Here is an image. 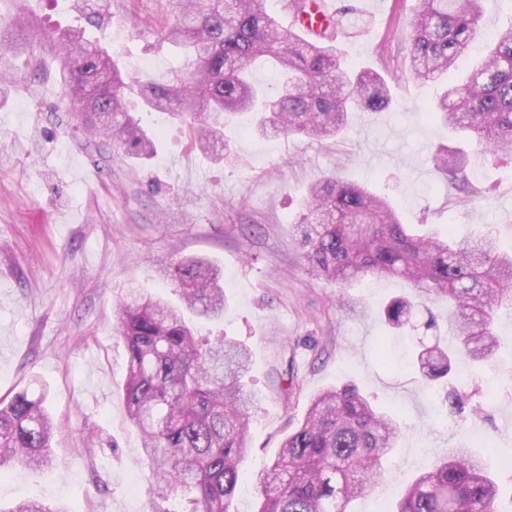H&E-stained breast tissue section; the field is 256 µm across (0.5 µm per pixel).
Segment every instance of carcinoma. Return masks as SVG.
<instances>
[{
	"mask_svg": "<svg viewBox=\"0 0 512 512\" xmlns=\"http://www.w3.org/2000/svg\"><path fill=\"white\" fill-rule=\"evenodd\" d=\"M482 2L419 0L403 57L390 58L381 71L360 73L335 44L350 4L308 41L279 25L267 0H178L179 16L161 34L183 50L186 69L164 83L123 75L99 41L82 29H64L58 36L68 74L63 96L71 100L67 122L104 135L131 161L151 158L154 140L129 107L134 82L147 109L172 120L193 119L201 147L230 163L234 153L223 141L219 119L245 116L262 137L336 138L350 127L352 113L390 106L389 76L439 87L427 114L487 153L511 159L512 22L495 34L465 83L447 81L458 58L484 37ZM265 56L281 70L272 96L250 77L251 63ZM431 162L442 179L466 190L464 155L438 149ZM299 226L298 245L313 277L349 286L368 276H392L412 288L411 296L392 300L381 312L390 327L413 325L419 298L448 303L456 348L448 349L430 318L424 328L435 334L421 345L415 363L427 383L448 381L449 413L463 423L481 417L492 397L478 379L456 378L454 367L460 359L479 365L494 359L500 345L496 314L512 310V254L497 250L492 233L463 241L450 231L416 233L387 199L337 176L309 186ZM167 277L183 306L139 288L118 301L128 351V416L141 436L152 493L180 498L183 512H230L248 452L249 410L258 402L246 383L252 353L224 336L200 338L189 324V314L224 317L217 266L186 257L171 264ZM45 399L44 391L23 390L6 403L0 400V469L53 462ZM400 433L398 417L377 409L356 386L322 390L265 467L258 512H350L381 476ZM499 497L483 456L462 442L419 474L392 512H499ZM9 512L65 510L26 500Z\"/></svg>",
	"mask_w": 512,
	"mask_h": 512,
	"instance_id": "1",
	"label": "carcinoma"
}]
</instances>
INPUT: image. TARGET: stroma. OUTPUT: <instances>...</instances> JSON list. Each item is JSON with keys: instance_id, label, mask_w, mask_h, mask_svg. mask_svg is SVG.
Here are the masks:
<instances>
[{"instance_id": "stroma-1", "label": "stroma", "mask_w": 512, "mask_h": 512, "mask_svg": "<svg viewBox=\"0 0 512 512\" xmlns=\"http://www.w3.org/2000/svg\"><path fill=\"white\" fill-rule=\"evenodd\" d=\"M349 2L371 22L338 45L354 68L379 69L418 0ZM99 3L94 12L86 0H0V46L8 50L0 67V398L40 379L57 426L52 464L9 467L0 477V512L23 498L66 512H181L180 499L148 491L140 435L127 416V351L114 307L135 285L177 300L163 270L185 256L217 265L229 299L223 320H198L199 335L235 338L253 352L246 381L260 401L233 512H255L261 468L312 396L347 382L404 419L379 483L356 512L391 507L421 460L487 436L496 446L488 463L503 500L512 499V468L503 465L512 458V312L497 318L503 343L495 361L459 368L498 393L485 418L463 425L443 403L445 385L427 389L418 366L406 365L413 332L380 316L385 302L409 295L407 285L375 279L341 288L314 279L295 241L309 184L336 173L391 200L402 223L460 239L488 231L499 250L511 251L512 160L490 156L483 168L468 167L469 194L438 179L431 154L467 142L427 118L436 90L412 80L392 84L390 109L354 114L351 130L327 143L227 125L230 163L195 145L188 123L159 124L133 93L128 100L154 133L156 155L123 160L119 149H99L59 123L63 76L49 34L83 27L124 72L149 60V78L164 81L186 64L158 35L179 11L175 0Z\"/></svg>"}]
</instances>
